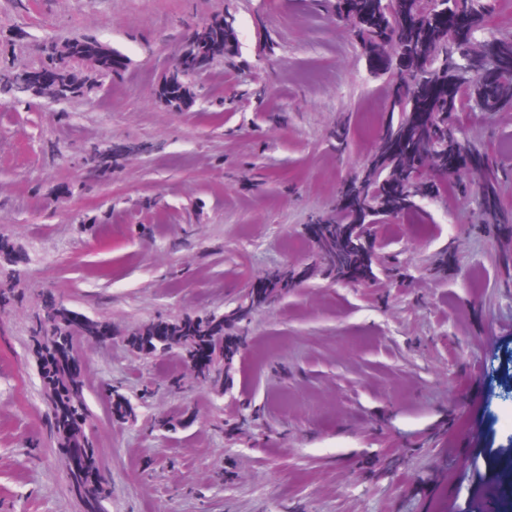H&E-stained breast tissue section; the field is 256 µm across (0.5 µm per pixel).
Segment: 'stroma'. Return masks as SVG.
<instances>
[{"mask_svg": "<svg viewBox=\"0 0 512 512\" xmlns=\"http://www.w3.org/2000/svg\"><path fill=\"white\" fill-rule=\"evenodd\" d=\"M225 13L234 62L196 79L192 107L160 102L191 25ZM78 34L129 64L91 99L0 112V236L14 246L0 274L17 270L24 292L0 308V512H83L27 340L50 296L112 332L73 339L107 512H448L487 467L512 484V275L498 259L512 224L476 233L475 203L426 198L425 223L398 225L388 248L403 287L312 272L311 218L374 152L388 107L385 76L335 13L315 0H0L16 67ZM344 118L340 149L329 133ZM453 121L512 168V108ZM94 144L112 151L109 180L86 175ZM277 269L306 277L254 314L223 387L179 351L124 343L143 323L229 312ZM115 390L135 417L112 416ZM166 416L176 429H155Z\"/></svg>", "mask_w": 512, "mask_h": 512, "instance_id": "obj_1", "label": "stroma"}]
</instances>
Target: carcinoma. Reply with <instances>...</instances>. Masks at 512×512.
<instances>
[{"mask_svg": "<svg viewBox=\"0 0 512 512\" xmlns=\"http://www.w3.org/2000/svg\"><path fill=\"white\" fill-rule=\"evenodd\" d=\"M495 0H344L345 13L341 20L354 26L362 50L370 64L388 76L394 97L385 131L370 163L362 174L350 181L348 191L355 193L354 203L341 210L320 215L316 246L323 271L357 282L375 276V270L396 272L390 255H376L364 236V222L375 213H397L405 219H421L418 200L449 193L467 197L472 192L469 182L458 176L462 152L476 162H484L478 207L507 223L512 217L498 213L502 172L490 162L486 152L462 142L452 124L459 106V92H467L470 101L487 112H496L512 102V35H491L482 49L471 51L458 40V34L468 29L471 36L483 31L485 13ZM395 39L409 64L401 72L382 52L384 39ZM224 40L228 52L238 44L235 18L224 15L195 27L182 49L187 59L209 55L215 61L221 57L213 52L217 40ZM75 36L64 43L47 40L41 44V62L54 76L45 93L47 98L72 100L88 97L99 91L107 79L96 61L104 56L112 59V74L129 63L120 51L96 39ZM496 58L498 77L483 76V50ZM15 43L8 39L0 43V101L17 102L32 97L28 71L15 68L10 55ZM193 74L178 66L164 78L172 86L171 97L165 102L182 107L195 97ZM430 144L437 148L438 177L431 183L413 165L416 148ZM87 173L96 180L112 175L101 149L89 147L84 157ZM295 283L286 273H275L267 280L265 292L244 296L231 321L243 323L253 311L271 302L281 288H293ZM226 316L210 313L204 316L164 323L163 338H156L158 325L140 327L137 334L146 340L149 351L158 355L179 349L184 361L192 364L197 346L206 340L210 346L212 365L201 373L209 380L221 373L224 361L233 356L224 351L215 330L224 329ZM94 323L82 322L64 303L46 307L35 313L29 327V340L42 357L44 382L53 410L52 431L59 447L70 452V486L80 499L84 512H104L108 498L101 476L97 455L85 421L88 404L81 381L70 372V359L75 357L72 336L89 330Z\"/></svg>", "mask_w": 512, "mask_h": 512, "instance_id": "cac0c4a2", "label": "carcinoma"}]
</instances>
